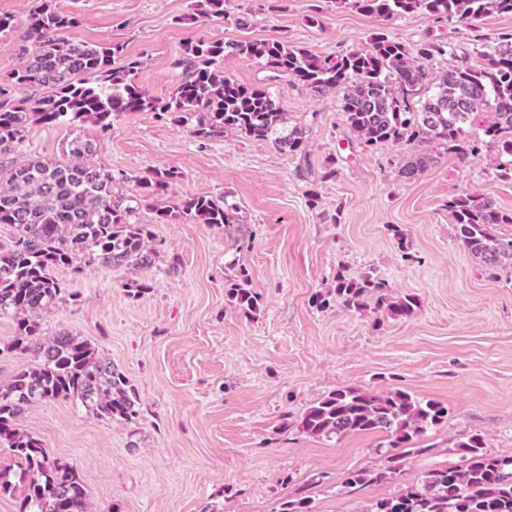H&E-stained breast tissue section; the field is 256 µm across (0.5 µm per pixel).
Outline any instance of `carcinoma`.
Here are the masks:
<instances>
[{
	"instance_id": "obj_1",
	"label": "carcinoma",
	"mask_w": 512,
	"mask_h": 512,
	"mask_svg": "<svg viewBox=\"0 0 512 512\" xmlns=\"http://www.w3.org/2000/svg\"><path fill=\"white\" fill-rule=\"evenodd\" d=\"M30 13L28 38L32 49L10 73L18 88L43 87L39 98L0 101V158L17 153L30 116L54 124L88 121L100 132L112 128V117L132 112H157L176 124H191L203 139L225 134L272 141L281 151L307 154L308 141L300 127L287 129L268 86L249 87L224 72L228 56L262 63L268 80L287 79L340 100L345 125L366 146L420 147L401 169L407 179L424 173L442 154L463 162L495 153L497 176L512 180V33L482 36L471 52H461L442 37L429 36L412 48L378 32L364 45L325 58L278 39L187 42L173 66L182 79L168 101L160 103L136 83L139 61L124 55V47L89 45L60 34L74 28L78 17L62 12L53 0H36ZM382 21L421 13L437 21L475 26L492 14H512V0H336ZM481 64L473 65L471 57ZM446 61L448 67L434 70ZM94 143L72 138L63 157L16 160L0 187V224L13 229L14 244L0 250V314L17 318L22 350L31 363L0 386V447L19 470L23 491L18 512H88V490L72 465L51 457L45 443L16 427L36 402L70 400L76 406L115 422L135 425L137 397L126 377L97 354L90 343L68 332L43 336L42 310L62 292L48 274L62 266L78 274L83 266L149 269L159 258L150 245L146 224H135L136 208L122 206L112 192L116 177L90 162ZM181 177L175 169H156L136 179L141 189L136 204L147 202L157 219L167 223L194 219L200 224L229 223L225 203L206 196H186L157 207ZM448 215L457 240L481 263L490 279L512 278V236L497 233L512 224V212L500 209L486 194L462 193L448 199ZM241 268L225 283L226 294L246 315L259 309L258 295L247 288ZM348 310L371 311L392 319L408 318L418 307L416 296L393 297L389 284L367 275L351 279L336 271L334 286L313 297L324 309L331 301ZM448 419V408L395 389L381 395L339 388L311 405L296 423L282 415V430L295 426L327 441L349 434L377 431L387 435L377 448L385 457L382 469H358L343 483L364 486L391 480L403 472L412 455L428 452L414 442ZM462 464L435 465L399 494L378 499L367 512H512V457L483 451L475 434L456 444ZM278 512H313L311 500L289 498Z\"/></svg>"
}]
</instances>
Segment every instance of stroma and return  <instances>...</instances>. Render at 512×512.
Instances as JSON below:
<instances>
[{
	"label": "stroma",
	"mask_w": 512,
	"mask_h": 512,
	"mask_svg": "<svg viewBox=\"0 0 512 512\" xmlns=\"http://www.w3.org/2000/svg\"><path fill=\"white\" fill-rule=\"evenodd\" d=\"M77 13L69 39L119 43L140 62L136 81L168 99L181 79L173 62L183 44L278 38L320 55H337L378 32L412 47L444 36L460 49L475 34L512 33V15H491L476 28L436 23L419 13L389 21L335 0H229L227 19L206 16L196 0H54ZM33 0H0L14 28L0 34V89L31 47ZM249 28L236 23L240 12ZM289 125L303 126L307 156L234 134L203 140L191 126L153 112L122 114L112 131L88 123L30 120L22 154L56 160L81 135L95 144L92 161L124 172L114 192L138 195V176L156 168L181 177L168 199L204 195L231 207L232 221L211 227L192 219L160 224L139 207L162 253L149 270L92 263L80 274L50 268L62 298L39 316L44 335L70 332L88 340L135 390L137 427L102 418L72 401L28 407L17 425L43 440L51 457L77 467L90 491V512H276L303 478L315 512H365L437 464L461 461L453 445L480 435L485 452L512 456V280H489L456 239L446 204L476 192L512 210V180L498 178L491 156L463 163L441 155L415 179L400 174L410 146L369 148L349 132L335 94L287 81L275 85ZM336 178H324L326 162ZM261 297L244 316L224 282L238 269ZM388 281L392 295L412 294L408 318L375 324L371 312L338 303L317 309L312 298L331 288L337 269ZM139 280L150 289L129 296ZM13 315H0V384L30 358L17 347ZM374 394L402 389L448 409L428 432L430 456L410 459L392 482L349 491L344 476L380 464V432L325 441L291 428L314 402L339 388Z\"/></svg>",
	"instance_id": "1"
}]
</instances>
